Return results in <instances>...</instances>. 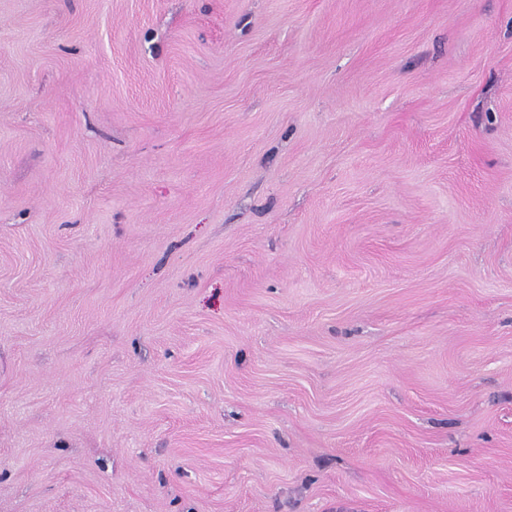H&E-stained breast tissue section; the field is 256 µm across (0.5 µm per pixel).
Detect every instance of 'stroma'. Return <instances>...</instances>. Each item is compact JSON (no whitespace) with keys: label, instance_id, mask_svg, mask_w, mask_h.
<instances>
[{"label":"stroma","instance_id":"obj_1","mask_svg":"<svg viewBox=\"0 0 512 512\" xmlns=\"http://www.w3.org/2000/svg\"><path fill=\"white\" fill-rule=\"evenodd\" d=\"M0 512H512V0H0Z\"/></svg>","mask_w":512,"mask_h":512}]
</instances>
